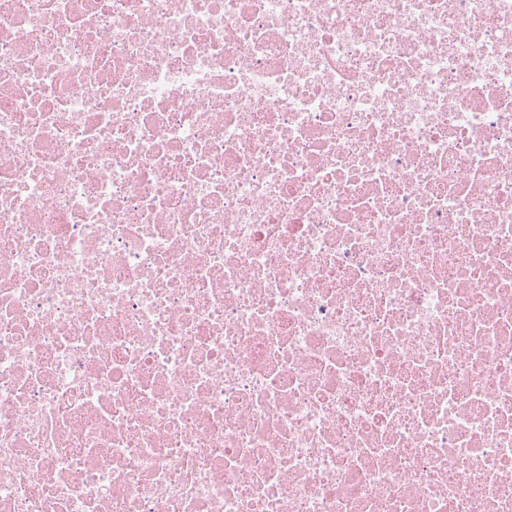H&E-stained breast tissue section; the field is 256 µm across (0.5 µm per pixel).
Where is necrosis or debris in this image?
Here are the masks:
<instances>
[{"label":"necrosis or debris","instance_id":"obj_1","mask_svg":"<svg viewBox=\"0 0 512 512\" xmlns=\"http://www.w3.org/2000/svg\"><path fill=\"white\" fill-rule=\"evenodd\" d=\"M0 512H512V0H0Z\"/></svg>","mask_w":512,"mask_h":512}]
</instances>
